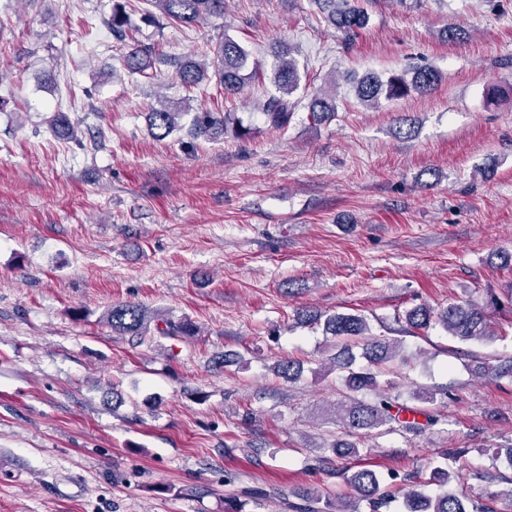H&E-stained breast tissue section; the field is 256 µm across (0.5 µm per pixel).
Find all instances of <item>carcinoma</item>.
<instances>
[{
  "mask_svg": "<svg viewBox=\"0 0 512 512\" xmlns=\"http://www.w3.org/2000/svg\"><path fill=\"white\" fill-rule=\"evenodd\" d=\"M157 6L169 20L184 26H192L200 20L224 14V0H149ZM318 7L327 14L330 24L341 32L346 39L355 37L368 23V14L358 0H316ZM127 24L125 7L120 0L112 6V33L125 37ZM279 62L274 67V84L277 93L271 94L262 104L260 113L265 122L273 127L284 129L290 123L296 104L289 99L298 88L300 78L290 50L278 53ZM127 66L143 72L152 67V56L148 49L141 46L131 48L125 56ZM248 54L236 41L225 38L218 42L214 59L206 63L179 61L176 63V75L186 86H195L213 73L230 93L238 91L245 81L243 69ZM441 80L440 73L431 67H417L412 70V78L405 75H393L383 81L374 75H367L356 82L355 95L363 104L371 105L384 96L398 99L410 91L428 92ZM336 96L321 92L312 96L309 104L311 118L322 122L335 115ZM182 115L177 108L168 103L149 112V127L154 138L162 140L178 128V119ZM245 138L250 130L242 127L229 112L203 111L195 114L192 124L196 136L216 137L226 131ZM495 299L481 305L471 299L461 303H452L436 312L427 305L416 306L405 314V322L413 329H427L431 323L440 325L450 336L461 341H488L498 336L491 330L489 309L496 306ZM107 325L113 332L121 335L142 336L148 332L147 311L139 304H115L104 315ZM303 322L323 321L325 335L337 339H357L362 342V355L375 364L387 363L398 354V341H382L371 334L367 319L351 313L324 315L318 311L305 310L301 314ZM164 336H193L196 326L190 321H164L159 329ZM344 357L339 360L330 358V368L347 371L344 378L346 388L356 394L378 387L376 374L351 370L354 355L344 348ZM277 374L292 382L301 373L300 364L283 359L274 366ZM399 409L396 399L383 392L377 400L365 404L349 398L347 402L336 404V413L344 424L354 430H368L396 420L394 411ZM348 484L353 491L349 499L340 498L336 503H326L330 512H358L357 503L366 502L369 512H380L387 506L388 494L382 490L380 479L375 471L362 467L351 474ZM406 512H491L486 505H468V498L450 490L434 495L427 494L414 487H408L403 493Z\"/></svg>",
  "mask_w": 512,
  "mask_h": 512,
  "instance_id": "cac0c4a2",
  "label": "carcinoma"
}]
</instances>
